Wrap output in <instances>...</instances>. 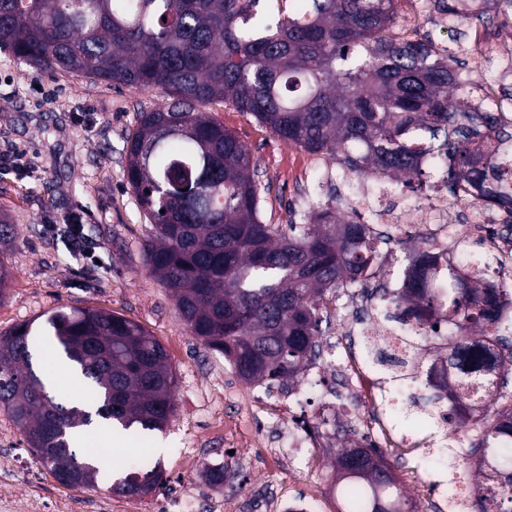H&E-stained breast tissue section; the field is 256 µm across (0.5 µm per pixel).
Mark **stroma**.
I'll list each match as a JSON object with an SVG mask.
<instances>
[{
  "label": "stroma",
  "mask_w": 512,
  "mask_h": 512,
  "mask_svg": "<svg viewBox=\"0 0 512 512\" xmlns=\"http://www.w3.org/2000/svg\"><path fill=\"white\" fill-rule=\"evenodd\" d=\"M397 20L415 15L413 0H395ZM408 34L430 37L447 47L464 65L485 40L512 28V10L488 8L482 18L453 24L451 35L434 32L429 15H415ZM171 98L161 89L141 91L66 73L48 74L0 49V151L9 160L0 169V221L11 227V243L0 251L10 268V285L0 299V334L58 307H93L117 313L143 327L164 347L176 377L174 415L163 431L125 434L107 431L100 463L119 472L123 456L149 450L164 484L142 498L110 492L108 482L92 488H69L41 465L8 412L0 409V500L8 512H163L175 495L220 500L224 512H248V489L318 487L326 501L342 487L332 479L333 452L302 448L289 462L268 453L272 439L262 433L268 419H316L327 416L320 383L302 384L297 399L283 406L240 403L246 384L223 354L190 335L175 301L154 279L142 258L150 224L126 180L128 137L140 113L162 110ZM209 115L220 121L248 149L266 190L260 216L268 224H284L289 210H310L332 203L339 216L351 214L348 182L338 177L333 160L287 144L269 128L231 105L215 102ZM80 219L85 257L75 258L68 243L47 232ZM423 235L415 227L398 233L397 242L379 244L377 271L363 284L330 295L327 335L354 330L351 317L366 290L379 285L400 287L407 257ZM399 396L395 409L381 400H364L344 419L342 438L355 443L368 424H379L381 451L402 492L405 512H448L432 508L426 479L447 480L461 449L477 432H466L459 446L447 447L443 431L424 424L433 393L417 383L389 390ZM223 467L224 482L209 483L207 472Z\"/></svg>",
  "instance_id": "stroma-1"
}]
</instances>
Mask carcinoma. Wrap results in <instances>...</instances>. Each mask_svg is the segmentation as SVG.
Returning <instances> with one entry per match:
<instances>
[{"label": "carcinoma", "mask_w": 512, "mask_h": 512, "mask_svg": "<svg viewBox=\"0 0 512 512\" xmlns=\"http://www.w3.org/2000/svg\"><path fill=\"white\" fill-rule=\"evenodd\" d=\"M258 0H0V48L48 73L63 71L142 90L162 88L173 102L140 114L127 141V183L151 228L143 259L175 299L190 334L219 351L251 385L302 377L321 355L326 295L360 281L392 239L368 224L336 220V210L289 212L288 224L258 215L261 185L247 148L203 111L222 100L282 140L336 161L359 178L410 179L425 159L445 168L448 190L506 212L512 224V132L469 97L483 91L453 55L426 40L393 35L394 0H300L292 13L257 19ZM489 0H431L450 21L480 18ZM490 258L461 273L441 254L415 248L400 288L381 289L386 317L425 324L448 318V375L428 377L452 406L448 430H467L479 386L455 378L494 351L512 370V340L502 334L507 289L487 280ZM51 345L86 380L83 401H62L31 368V337ZM0 407L28 445L58 448L51 473L88 488L106 476L99 457L71 442L78 428L159 430L174 407L175 377L161 343L140 325L96 309L58 310L0 336ZM469 468L482 479L477 512H512V395L495 391L479 418ZM335 478L351 483L346 512H401L388 499L396 477L367 446ZM139 480L155 488L162 471L130 466L111 492Z\"/></svg>", "instance_id": "1"}]
</instances>
